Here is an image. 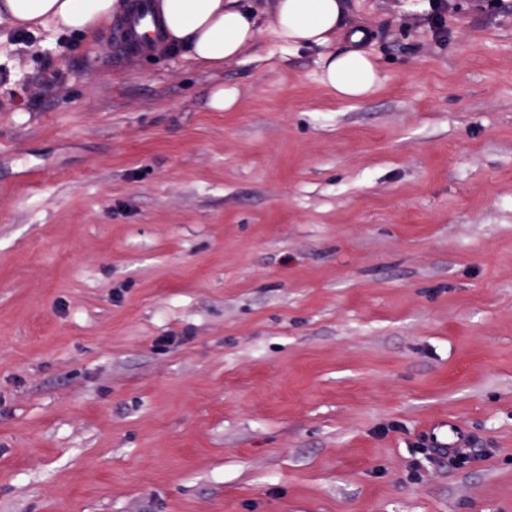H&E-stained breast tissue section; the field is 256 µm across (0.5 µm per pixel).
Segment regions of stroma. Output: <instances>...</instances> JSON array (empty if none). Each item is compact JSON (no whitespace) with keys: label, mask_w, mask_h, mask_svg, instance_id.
I'll use <instances>...</instances> for the list:
<instances>
[{"label":"stroma","mask_w":512,"mask_h":512,"mask_svg":"<svg viewBox=\"0 0 512 512\" xmlns=\"http://www.w3.org/2000/svg\"><path fill=\"white\" fill-rule=\"evenodd\" d=\"M434 12L348 0L360 101L0 39V512H512V0ZM239 91L234 86H217L212 89L209 96V105L212 109L225 112L231 110L238 102ZM426 436L429 445L443 453L453 452L468 446V435L452 421L429 428Z\"/></svg>","instance_id":"35a3bbf8"}]
</instances>
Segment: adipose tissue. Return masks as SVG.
Instances as JSON below:
<instances>
[{
    "label": "adipose tissue",
    "mask_w": 512,
    "mask_h": 512,
    "mask_svg": "<svg viewBox=\"0 0 512 512\" xmlns=\"http://www.w3.org/2000/svg\"><path fill=\"white\" fill-rule=\"evenodd\" d=\"M164 46L212 69L240 61L258 43L263 19L289 49L318 52L321 84L337 98L374 95L382 78L363 47L366 33L348 23L346 0H272L262 14L253 0H154ZM132 0H0V26L91 35L129 17Z\"/></svg>",
    "instance_id": "obj_1"
}]
</instances>
